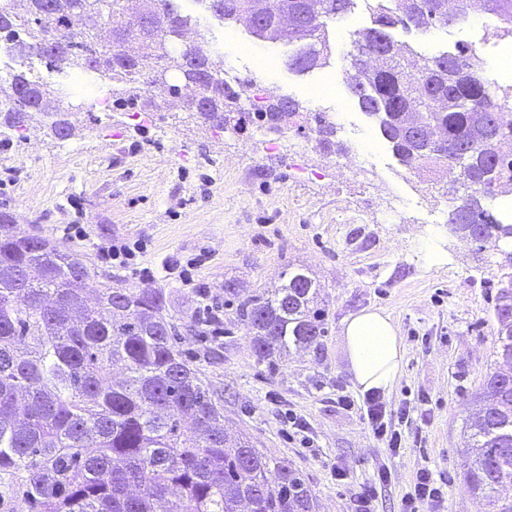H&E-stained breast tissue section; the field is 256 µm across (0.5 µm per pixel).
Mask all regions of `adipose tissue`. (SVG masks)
I'll use <instances>...</instances> for the list:
<instances>
[{
	"label": "adipose tissue",
	"instance_id": "ef3b65f1",
	"mask_svg": "<svg viewBox=\"0 0 512 512\" xmlns=\"http://www.w3.org/2000/svg\"><path fill=\"white\" fill-rule=\"evenodd\" d=\"M343 340L349 370L361 391L388 392L402 371V347L389 316L367 311L347 319Z\"/></svg>",
	"mask_w": 512,
	"mask_h": 512
}]
</instances>
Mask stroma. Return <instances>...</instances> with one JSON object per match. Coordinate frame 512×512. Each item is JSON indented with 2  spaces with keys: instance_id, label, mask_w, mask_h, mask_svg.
I'll return each mask as SVG.
<instances>
[{
  "instance_id": "obj_1",
  "label": "stroma",
  "mask_w": 512,
  "mask_h": 512,
  "mask_svg": "<svg viewBox=\"0 0 512 512\" xmlns=\"http://www.w3.org/2000/svg\"><path fill=\"white\" fill-rule=\"evenodd\" d=\"M183 2V13L209 29L218 53L234 59L241 25L223 28L197 0ZM493 23L475 14L448 31L398 28L393 36L426 56L473 46L485 77L505 87L512 82L496 62L512 39L482 42ZM370 24L361 2L330 23L329 59L310 71L237 62L239 79L304 108L300 124L278 132L275 152L265 149L270 134L256 118L234 117L227 129H214L150 86L158 118L143 125L132 119L130 104L100 111L86 76L39 63L42 82L82 108L72 114L73 133L65 140L42 123L21 135L0 128V212L43 238L84 250L97 270L128 287L166 289L170 314L185 325L181 349L224 390L227 426L288 460L309 485L316 512H354L355 489L370 483L375 512H401L425 469L446 485V512H479L462 479L465 422L491 372L499 256L449 233L453 197L433 191L428 170L407 171L376 119L351 97L345 57L354 32ZM317 87L335 91L326 100L336 125L331 150L316 132L311 92ZM69 224L82 225L84 237L64 236ZM110 240L141 244L136 268L98 261L99 246ZM433 250L447 261H431ZM176 261L192 263L191 283L167 272ZM291 263L307 266L321 284L327 333L320 348L291 351L270 370L256 364L245 326L225 321L217 340L192 330L200 305L223 304L226 280L247 291L269 288ZM369 310L393 319L403 349L402 373L383 396L386 421L402 434L394 453L364 413L339 402L343 395L356 405L364 398L347 369L342 329ZM295 417L306 422L309 445L293 432ZM383 467L390 472L384 483ZM340 468L346 479H337Z\"/></svg>"
}]
</instances>
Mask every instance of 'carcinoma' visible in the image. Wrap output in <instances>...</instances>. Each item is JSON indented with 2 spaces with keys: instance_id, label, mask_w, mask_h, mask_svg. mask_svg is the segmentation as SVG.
<instances>
[{
  "instance_id": "carcinoma-1",
  "label": "carcinoma",
  "mask_w": 512,
  "mask_h": 512,
  "mask_svg": "<svg viewBox=\"0 0 512 512\" xmlns=\"http://www.w3.org/2000/svg\"><path fill=\"white\" fill-rule=\"evenodd\" d=\"M103 39L80 26L76 0H11L0 9V40L25 56L46 58L63 69L92 71L112 81L114 102L141 97L140 76L154 59L147 42L163 27L202 35L201 50L182 61L169 46L160 62L176 75L175 92L188 86L201 97L199 115L222 130L227 113L243 110L253 82L224 83V69L207 31L181 14L174 0H156L159 20L144 28L130 0H97ZM264 15L250 25L271 43H300L304 52L288 68L310 71L326 64L328 25L349 13L355 0H313L318 19L294 30L282 27L285 0H222L213 15L224 22L248 17L256 3ZM371 26L354 34L346 81L359 108L378 122L399 161L410 170L432 163L471 188L463 195L448 181L433 182L456 197L448 223L469 242H512V224L498 222L485 199L512 194V90L492 87L481 60L459 44L431 57L393 38L397 27L427 32L448 27L447 0H365ZM489 11L502 35L512 37V0H494ZM55 35L51 47L44 34ZM303 111L298 101L263 90L257 119L279 125ZM51 116L60 139L71 126L40 78L27 69L0 81V125L27 130L32 113ZM494 118L491 135L476 127ZM439 133L435 154L419 150L413 125ZM488 185L481 191L475 185ZM501 275L494 305V371L476 395L467 421L470 454L463 477L476 498L496 501L497 488L512 485V249H499ZM96 285V305L85 295ZM224 294L236 320L253 335L259 364L292 349L320 345L327 333L325 310L315 306L319 285L300 267L282 273L276 288L246 296L227 281ZM163 288L136 290L112 282L90 266L85 253L32 234L0 213V501L20 496L30 512H314L311 490L286 459L267 456L245 436L224 430V391L175 345L178 325ZM121 366L125 376L112 377Z\"/></svg>"
}]
</instances>
